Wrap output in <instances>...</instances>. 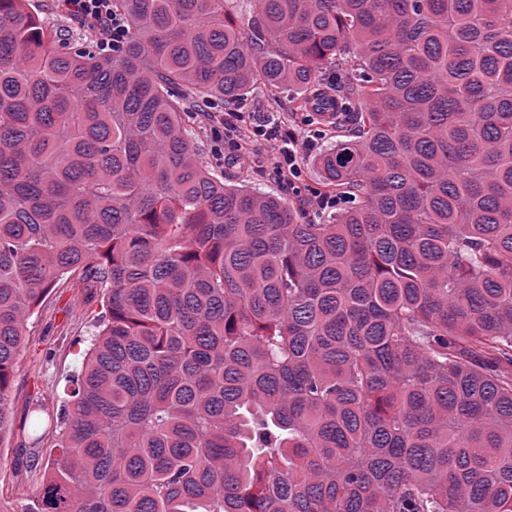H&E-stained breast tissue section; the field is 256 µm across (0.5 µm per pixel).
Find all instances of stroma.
Returning <instances> with one entry per match:
<instances>
[{
    "label": "stroma",
    "instance_id": "stroma-1",
    "mask_svg": "<svg viewBox=\"0 0 512 512\" xmlns=\"http://www.w3.org/2000/svg\"><path fill=\"white\" fill-rule=\"evenodd\" d=\"M30 3L41 19L54 24L62 41L93 44V32L64 10L59 0H30ZM290 104L287 94L271 96L267 87L258 84L239 102L198 99L193 114L186 118V126L201 160L212 172L222 176L225 183L248 185L277 194L304 222L314 214L310 199L323 189L313 157L304 158L298 182L283 183L264 169L268 152L265 142L253 144V164L241 167L231 157L218 154L219 144L204 118L208 112H236L241 122L247 124L272 108L277 112L278 121L301 126L306 135L316 137L318 145L351 139L354 124L350 119L326 126L305 113L291 111ZM102 303L99 288L70 280L54 288L33 315L32 334L21 354L9 396L12 426L8 439L0 446V486H18L29 493L39 487L44 470L35 465L34 458L39 451L32 448L26 438L31 422L29 409L38 399L50 406L59 405L63 400L65 379L81 364V354L89 345Z\"/></svg>",
    "mask_w": 512,
    "mask_h": 512
}]
</instances>
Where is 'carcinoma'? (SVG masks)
Listing matches in <instances>:
<instances>
[{"instance_id":"cac0c4a2","label":"carcinoma","mask_w":512,"mask_h":512,"mask_svg":"<svg viewBox=\"0 0 512 512\" xmlns=\"http://www.w3.org/2000/svg\"><path fill=\"white\" fill-rule=\"evenodd\" d=\"M114 0L116 54L0 0V446L35 309L103 311L0 512H512V0ZM343 65L340 91L317 75ZM355 115L300 222L191 147V95ZM255 0H229L225 4V10L235 18L237 25L250 33L252 24L257 17Z\"/></svg>"}]
</instances>
